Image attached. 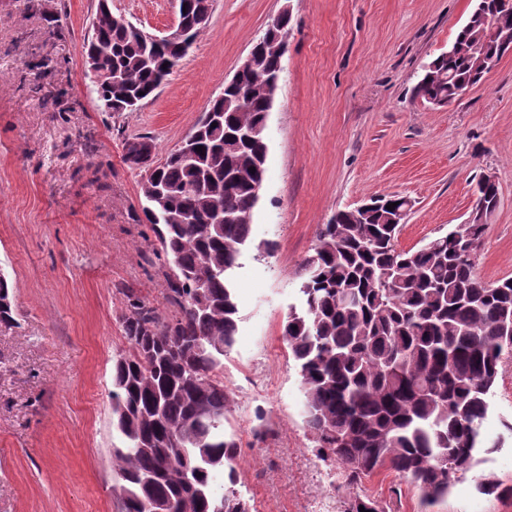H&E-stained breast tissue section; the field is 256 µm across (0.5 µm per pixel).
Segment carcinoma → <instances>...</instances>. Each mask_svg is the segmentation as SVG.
<instances>
[{
  "instance_id": "carcinoma-1",
  "label": "carcinoma",
  "mask_w": 512,
  "mask_h": 512,
  "mask_svg": "<svg viewBox=\"0 0 512 512\" xmlns=\"http://www.w3.org/2000/svg\"><path fill=\"white\" fill-rule=\"evenodd\" d=\"M99 0L96 27L84 54L97 57L92 80L100 108L132 111L152 96L180 64L176 47L140 42L134 28L113 23ZM212 0H191L182 23L190 39ZM497 17L495 38L480 32ZM281 28L255 42L259 65L278 75L286 54ZM512 51V0H474L448 51L423 66L415 96L448 99L479 85ZM119 75L120 81L112 80ZM267 92L244 79L211 101L212 122L193 127L196 163L179 149L154 175L159 197L143 207L164 257L168 302L164 315L143 302L123 322L128 353L112 366L113 494L122 512H152L162 498L168 512H251L239 490L240 444L224 435L233 397L224 386V354L238 330L234 272L252 246L251 220L264 180L265 138L246 133L266 123ZM126 140L124 162L139 167L141 142ZM255 172H250V168ZM393 203L391 210L386 205ZM363 216L341 210L321 225L315 254L303 264L301 311L288 314L282 340L297 363L305 423L318 455L346 485L384 471L410 483L422 502L448 494L487 447L481 426L502 360L512 356V278L484 282L476 258L487 231L468 224L417 249L397 244L393 223L409 201L397 195L370 200ZM499 185L479 181L473 208L496 207ZM224 212V223L211 224ZM202 287H196L198 279ZM0 325L16 324L6 279L0 276ZM379 512L357 494L348 512Z\"/></svg>"
}]
</instances>
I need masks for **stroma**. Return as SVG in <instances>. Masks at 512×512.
<instances>
[{"instance_id":"1","label":"stroma","mask_w":512,"mask_h":512,"mask_svg":"<svg viewBox=\"0 0 512 512\" xmlns=\"http://www.w3.org/2000/svg\"><path fill=\"white\" fill-rule=\"evenodd\" d=\"M98 0H0V275L17 323L0 328V512H120L112 494V362L128 344L130 297L169 312L165 268L141 211L143 170L124 142L151 137L156 159L190 132L252 43L282 10L288 50L266 126L253 242L237 273L238 332L224 357L241 442V490L256 512H346L353 488L321 462L303 424L300 376L281 339L300 307L302 263L320 225L375 195L412 207L398 245L415 249L469 215L479 178L499 205L479 250L488 283L512 277V53L441 107L414 87L451 46L473 0H213L208 25L141 108L102 111L83 65ZM150 33L170 0H111ZM483 424L496 452L422 505L397 475L364 490L384 512H512V360Z\"/></svg>"}]
</instances>
